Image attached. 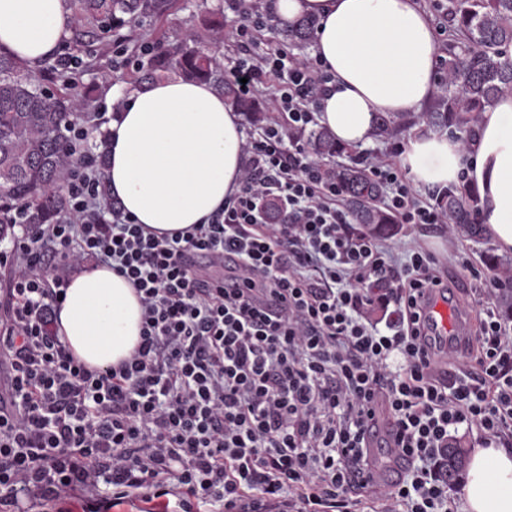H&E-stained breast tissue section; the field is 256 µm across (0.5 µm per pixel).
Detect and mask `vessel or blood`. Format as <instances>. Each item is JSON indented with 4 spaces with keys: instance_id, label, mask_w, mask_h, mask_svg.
<instances>
[{
    "instance_id": "obj_1",
    "label": "vessel or blood",
    "mask_w": 512,
    "mask_h": 512,
    "mask_svg": "<svg viewBox=\"0 0 512 512\" xmlns=\"http://www.w3.org/2000/svg\"><path fill=\"white\" fill-rule=\"evenodd\" d=\"M429 341L440 364L463 355L472 333V322L467 312L453 301L435 295L431 298ZM369 469L373 481L380 487L395 486L408 464L407 456L395 448L392 418L385 403L375 407L373 436L368 448Z\"/></svg>"
}]
</instances>
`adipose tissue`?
<instances>
[{
	"mask_svg": "<svg viewBox=\"0 0 512 512\" xmlns=\"http://www.w3.org/2000/svg\"><path fill=\"white\" fill-rule=\"evenodd\" d=\"M288 25L316 20L313 55L335 78L320 123L337 141L363 146L378 115L421 112L433 93L438 43L416 0H270ZM71 14L64 0H0V47L30 69L52 58ZM123 104L108 127L106 179L137 223L162 235L189 228L238 188L243 130L223 94L204 82L167 78L137 88L116 85ZM400 164L414 183L445 186L465 178L500 251L512 252V95L482 114L472 139L414 131ZM142 308L133 285L112 269L73 276L57 332L86 365L130 356ZM463 512H512V449L474 448L461 489Z\"/></svg>",
	"mask_w": 512,
	"mask_h": 512,
	"instance_id": "adipose-tissue-1",
	"label": "adipose tissue"
}]
</instances>
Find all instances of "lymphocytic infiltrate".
I'll list each match as a JSON object with an SVG mask.
<instances>
[{
  "instance_id": "f902f5d3",
  "label": "lymphocytic infiltrate",
  "mask_w": 512,
  "mask_h": 512,
  "mask_svg": "<svg viewBox=\"0 0 512 512\" xmlns=\"http://www.w3.org/2000/svg\"><path fill=\"white\" fill-rule=\"evenodd\" d=\"M224 77L267 97L246 131L238 190L203 223L156 235L101 191L85 123L64 177L66 224H23L0 250V512H110L156 499L173 512H451L448 449L459 430L512 447V322L495 301L512 273L455 252L475 286L477 328L439 370L423 347L424 292L448 269L422 235H450L447 212L389 154L356 162L381 208L419 232L402 255L354 224L343 185L305 140L332 75L296 56L273 13L224 0ZM277 213H270V203ZM204 263L188 267L187 253ZM134 286L140 341L91 368L58 336L60 303L86 263ZM384 399L410 459L370 495L366 439Z\"/></svg>"
}]
</instances>
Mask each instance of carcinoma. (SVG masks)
I'll return each mask as SVG.
<instances>
[{
  "instance_id": "obj_1",
  "label": "carcinoma",
  "mask_w": 512,
  "mask_h": 512,
  "mask_svg": "<svg viewBox=\"0 0 512 512\" xmlns=\"http://www.w3.org/2000/svg\"><path fill=\"white\" fill-rule=\"evenodd\" d=\"M71 13L72 37L63 44L64 55L91 56V47L106 39H128L122 29L143 19L162 22L169 0H65ZM457 40L435 101L430 122L470 133L486 106L512 92V0H448ZM313 24L308 19L288 30L293 43L307 41ZM159 50L129 77L133 86L149 83L166 74L188 81L208 82L225 96H233L224 71L196 35L170 44L163 28L154 30ZM93 88L81 84L76 72L61 70L57 63L37 73L15 55L0 49V241L14 234L13 225L62 224L69 218V201L63 188L66 172L75 162L67 146V128L74 119L91 118ZM309 143L319 155L333 158L343 152L325 128L309 134ZM346 185L355 223L383 235L396 233L394 218L376 205L377 189L355 167L333 170ZM477 197L450 186L436 198L448 213L455 230L472 238L488 235L473 218ZM464 465L463 448H448V480L456 479Z\"/></svg>"
}]
</instances>
